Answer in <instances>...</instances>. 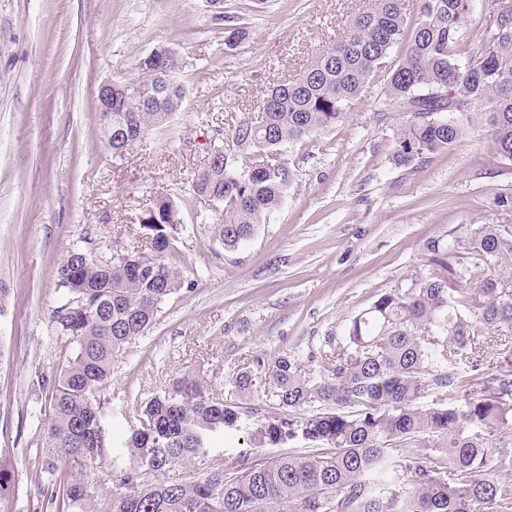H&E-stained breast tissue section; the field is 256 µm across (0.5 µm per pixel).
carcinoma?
<instances>
[{"label": "carcinoma", "mask_w": 512, "mask_h": 512, "mask_svg": "<svg viewBox=\"0 0 512 512\" xmlns=\"http://www.w3.org/2000/svg\"><path fill=\"white\" fill-rule=\"evenodd\" d=\"M478 48L458 50L471 21L472 0H374L347 20L345 35L323 48L292 79L273 85L261 105L232 125L235 150L220 146L192 180L193 196L210 212L216 239L232 252L282 205L293 172L288 149L343 121L365 97L373 76L386 73L378 116L402 115L392 160L407 167L434 158L489 127L497 153L512 160V18L485 0ZM406 44L401 60L390 53ZM133 79L113 81L112 112L101 137L141 139L169 131L187 89L180 59L158 47ZM150 242L106 259L76 248L58 268L62 303L50 321L74 344L55 376L50 424L42 449L49 500L57 512H512V378L472 379L449 369L458 357L477 368L482 333L512 329V272L474 279L467 259H512V240L483 224L466 240L427 244L441 275L380 295L355 316L342 342L311 356L309 367L283 351L234 370V399L208 388L199 374L174 377L140 411L126 448L129 468L112 474L107 507L95 508L106 432L95 395L116 356L144 335L160 305L183 281L168 261L183 224L176 203L158 199L140 218ZM77 265L73 280L65 268ZM462 405H448V391ZM434 396L431 403L420 400ZM273 412L247 428L249 447L290 444L311 449L216 465L171 480L167 472L205 456L213 436L240 430L243 403Z\"/></svg>", "instance_id": "carcinoma-1"}]
</instances>
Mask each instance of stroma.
Masks as SVG:
<instances>
[{"instance_id":"stroma-1","label":"stroma","mask_w":512,"mask_h":512,"mask_svg":"<svg viewBox=\"0 0 512 512\" xmlns=\"http://www.w3.org/2000/svg\"><path fill=\"white\" fill-rule=\"evenodd\" d=\"M374 0H224L248 35L224 45L207 0H0V512H53L42 467L49 392L73 353L51 310L57 269L75 248L111 253L142 239L143 211L169 196L184 229L169 253L182 290L145 336L119 353L98 394L112 463L143 404L175 375L201 373L231 393L236 366L286 351L307 358L342 341L379 295L434 273L426 244L496 225L512 239V163L486 126L408 168L392 160L398 118L379 120L374 76L347 119L295 144L282 207L236 251L215 240L191 194L213 147L273 83L292 78L347 17ZM179 56L188 94L174 136H146L112 155L97 89L137 76L157 47Z\"/></svg>"}]
</instances>
